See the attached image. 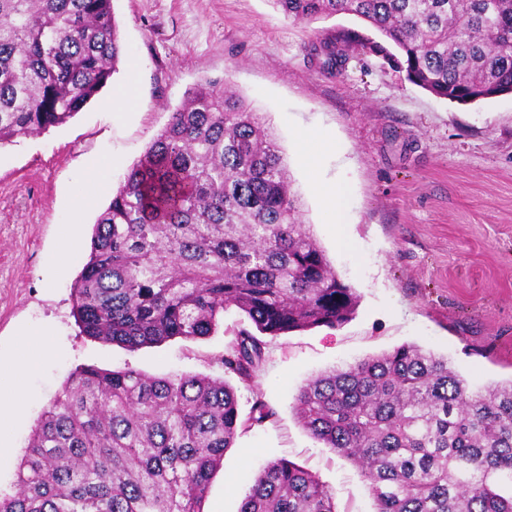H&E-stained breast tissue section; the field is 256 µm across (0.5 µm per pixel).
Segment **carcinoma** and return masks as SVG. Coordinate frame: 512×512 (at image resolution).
Returning <instances> with one entry per match:
<instances>
[{
  "label": "carcinoma",
  "mask_w": 512,
  "mask_h": 512,
  "mask_svg": "<svg viewBox=\"0 0 512 512\" xmlns=\"http://www.w3.org/2000/svg\"><path fill=\"white\" fill-rule=\"evenodd\" d=\"M297 22L344 13L312 44L339 73L355 45L437 97L512 92V0H271ZM121 58L112 0H0V146L66 124ZM90 339L130 351L213 335L236 308L262 335L334 329L358 297L299 220L272 126L227 84L189 89L93 228L72 288ZM264 343L235 333L219 362L254 388ZM302 427L350 460L375 512H512V382L473 390L405 344L310 379ZM260 392L241 418L235 389L200 375L149 376L82 365L43 412L0 512H202L241 432L272 419ZM239 512H336L329 489L285 460L252 479Z\"/></svg>",
  "instance_id": "carcinoma-1"
}]
</instances>
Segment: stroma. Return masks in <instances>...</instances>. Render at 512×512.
<instances>
[{
	"mask_svg": "<svg viewBox=\"0 0 512 512\" xmlns=\"http://www.w3.org/2000/svg\"><path fill=\"white\" fill-rule=\"evenodd\" d=\"M113 9L123 56L111 83L67 124L0 147V361L22 356L26 334H52L39 370L22 380V413L0 430L13 450L0 495L14 494L28 439L77 365L223 378L219 357L248 325L236 309L214 335L130 351L82 336L71 295L129 167L189 88L220 80L274 127L301 218L359 305L339 328L266 337L257 390L235 389L241 416L257 391L277 416L225 451L203 512H238L251 477L278 459L317 476L338 512H374L357 468L298 424L295 398L313 376L404 344L447 358L470 388L512 382V93L452 102L357 47L342 74H326L308 47L347 29L370 35L351 15L295 22L270 0H113ZM113 98L125 107L106 110ZM303 131L336 143L315 177L298 154ZM99 162L110 163L108 178L82 186ZM336 181L351 188V249L317 189Z\"/></svg>",
	"mask_w": 512,
	"mask_h": 512,
	"instance_id": "obj_1",
	"label": "stroma"
}]
</instances>
